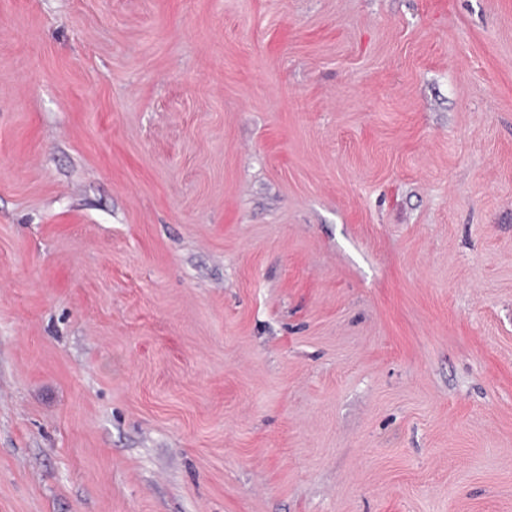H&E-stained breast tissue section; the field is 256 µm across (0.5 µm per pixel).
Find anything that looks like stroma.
<instances>
[{
	"label": "stroma",
	"instance_id": "obj_1",
	"mask_svg": "<svg viewBox=\"0 0 512 512\" xmlns=\"http://www.w3.org/2000/svg\"><path fill=\"white\" fill-rule=\"evenodd\" d=\"M0 512H512V0H0Z\"/></svg>",
	"mask_w": 512,
	"mask_h": 512
}]
</instances>
